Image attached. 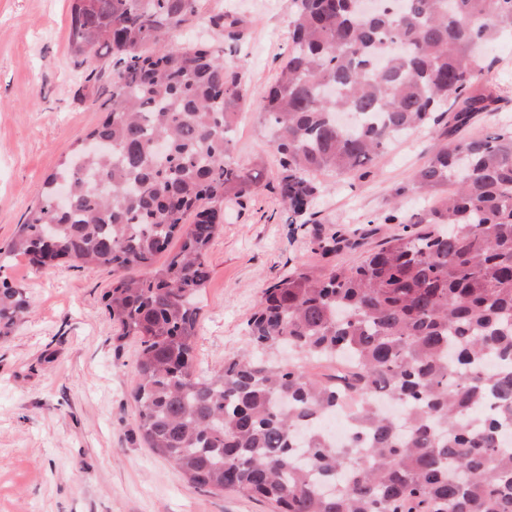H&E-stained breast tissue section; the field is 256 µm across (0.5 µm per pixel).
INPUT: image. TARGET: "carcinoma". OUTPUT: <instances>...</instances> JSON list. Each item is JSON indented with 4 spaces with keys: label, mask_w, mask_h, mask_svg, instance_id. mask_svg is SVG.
Instances as JSON below:
<instances>
[{
    "label": "carcinoma",
    "mask_w": 512,
    "mask_h": 512,
    "mask_svg": "<svg viewBox=\"0 0 512 512\" xmlns=\"http://www.w3.org/2000/svg\"><path fill=\"white\" fill-rule=\"evenodd\" d=\"M288 12L259 112L288 223H306L314 174L362 172L440 126L449 142L394 192L428 210L394 204L382 220L400 229L358 262L275 280L247 322L251 351L198 371L208 248L224 202L261 178L231 157L247 89L225 55L243 20L221 10L212 36L181 47L170 35L197 0H71L74 53L112 56V106L88 134L106 147L80 143L60 161L9 252L145 270L113 281L104 307L116 340L139 344L143 439L192 485L276 512H512V129L456 137L503 100L474 87L483 47L512 32V0H380L371 13L288 0ZM29 309L0 275V336ZM345 398L354 434L338 448L312 424Z\"/></svg>",
    "instance_id": "obj_1"
}]
</instances>
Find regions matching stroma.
<instances>
[{
  "label": "stroma",
  "instance_id": "35a3bbf8",
  "mask_svg": "<svg viewBox=\"0 0 512 512\" xmlns=\"http://www.w3.org/2000/svg\"><path fill=\"white\" fill-rule=\"evenodd\" d=\"M176 41L205 37L218 10L244 20L235 60L248 98L234 159L263 169L251 194L226 202L208 251L211 276L198 296L197 363L210 372L250 348L246 323L261 292L301 264H351L393 227L380 218L443 139L423 129L394 143L368 173L318 174L322 192L310 224H287L280 166L260 123L263 96L288 44L287 0H198ZM70 0H0V269L22 288L30 312L0 339V512H273L262 500L189 484L146 448L131 391L138 345L116 343L103 294L116 274L66 264L37 268L7 253L18 224L62 156L109 111L112 60L78 63L69 41ZM485 84L504 99L492 116L512 127V36L484 54ZM362 233L361 246L324 255L314 235Z\"/></svg>",
  "mask_w": 512,
  "mask_h": 512
}]
</instances>
